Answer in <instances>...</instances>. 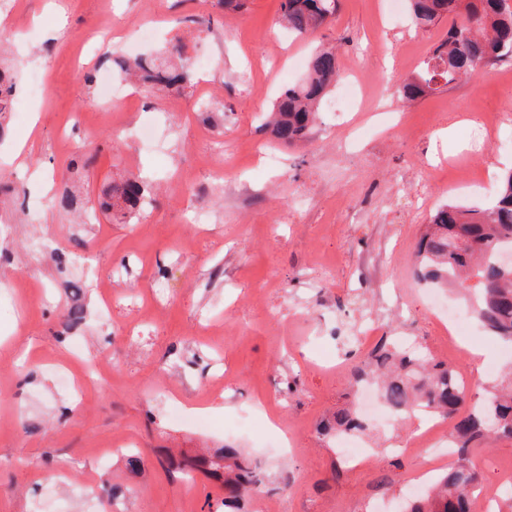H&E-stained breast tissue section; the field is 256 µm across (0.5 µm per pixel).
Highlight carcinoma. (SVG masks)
I'll return each mask as SVG.
<instances>
[{
	"label": "carcinoma",
	"instance_id": "carcinoma-1",
	"mask_svg": "<svg viewBox=\"0 0 512 512\" xmlns=\"http://www.w3.org/2000/svg\"><path fill=\"white\" fill-rule=\"evenodd\" d=\"M416 26L428 28L443 17L452 19L448 35L433 50L420 71L398 88L405 100L427 95L440 85L478 76L488 67L512 61V4L508 0H408ZM337 10V0H281V20L299 34L315 33ZM183 46L167 54L126 58L120 73L157 89H179L192 81L182 58ZM340 78L336 49L318 50L309 60L303 81L282 91L266 125L273 138L293 144L305 139L319 106ZM16 72L0 61V130L14 103ZM145 187L133 177L112 181L98 200L104 212L126 217L137 211ZM512 251V172L504 175L493 204L483 210L457 205L439 209L422 233L416 254L418 279L436 288L447 286L478 293L475 316L491 338L512 344V270L497 263V254ZM85 319L84 309L71 306L62 316L58 335ZM378 384L388 408L400 420L421 411L452 418L458 463L429 485L425 494L404 503L403 512H472L479 472L472 459L477 445L492 439H512V383L486 390L479 408L467 411L469 389L457 368L436 362L419 351H406L392 341L378 344L367 361L355 367L350 383ZM324 433L334 436L361 433L365 423L356 409L346 406L323 420ZM188 471H200L222 483L224 512H247L246 503L260 491L257 466L232 446L210 456L186 461Z\"/></svg>",
	"mask_w": 512,
	"mask_h": 512
}]
</instances>
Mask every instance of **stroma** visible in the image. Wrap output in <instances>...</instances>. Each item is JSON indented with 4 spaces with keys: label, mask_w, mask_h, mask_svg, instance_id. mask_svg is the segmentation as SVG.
I'll use <instances>...</instances> for the list:
<instances>
[{
    "label": "stroma",
    "mask_w": 512,
    "mask_h": 512,
    "mask_svg": "<svg viewBox=\"0 0 512 512\" xmlns=\"http://www.w3.org/2000/svg\"><path fill=\"white\" fill-rule=\"evenodd\" d=\"M48 0L0 9L22 80L27 121L0 139V512H221L224 490L186 481L170 459L233 443L265 471L250 512H399L423 468L446 469L444 449L408 456L392 444L425 428L413 418L371 423L369 457L342 479L321 420L350 400L346 376L383 339L405 337L441 358L444 332L414 274L437 208L480 209L512 170V64L501 63L410 103L395 90L448 34L416 27L407 0H338L309 37L288 34L280 0ZM150 23L144 54L182 42L205 71L183 91L127 87L106 102L86 74L117 70L128 34ZM334 47L343 78L360 77L359 112L321 107L308 140L272 141L260 127L277 94L301 82L305 60ZM45 78L40 96L28 77ZM148 124L140 143L131 129ZM94 148L74 175L75 148ZM279 161L267 165L266 153ZM144 181L149 204L129 223L95 212L74 223L64 188L98 200L117 174ZM39 198L37 219L21 195ZM208 214L205 224L189 221ZM76 261L59 271L52 251ZM77 281L88 313L78 335L57 336ZM480 357H473V349ZM455 361L471 382L512 368V351L473 333ZM81 379L66 390L56 367ZM208 406L190 423L176 416ZM111 448L112 459L98 453ZM140 453L130 474L125 457ZM482 489L512 469V440L474 457ZM123 488L118 499L110 486Z\"/></svg>",
    "instance_id": "stroma-1"
}]
</instances>
